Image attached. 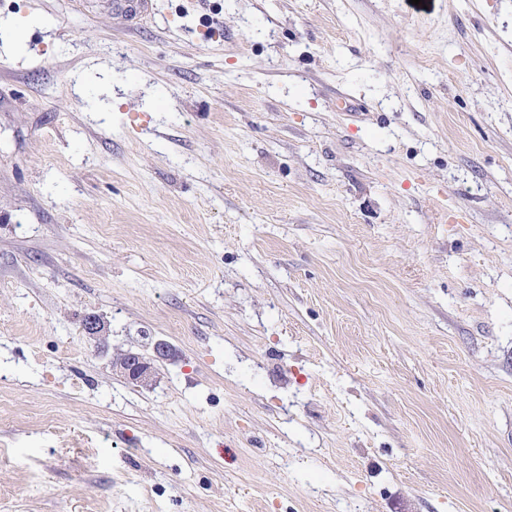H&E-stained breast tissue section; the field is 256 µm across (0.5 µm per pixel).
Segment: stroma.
Wrapping results in <instances>:
<instances>
[{"instance_id":"obj_1","label":"stroma","mask_w":512,"mask_h":512,"mask_svg":"<svg viewBox=\"0 0 512 512\" xmlns=\"http://www.w3.org/2000/svg\"><path fill=\"white\" fill-rule=\"evenodd\" d=\"M0 448V512H512V0H0ZM173 356L172 346L164 340H155L152 354L146 356L139 352L120 353L112 360L113 369L124 379L141 388H151L156 382L155 362L170 360Z\"/></svg>"}]
</instances>
